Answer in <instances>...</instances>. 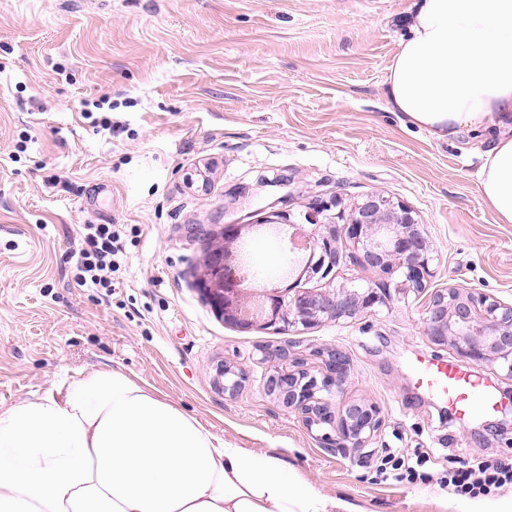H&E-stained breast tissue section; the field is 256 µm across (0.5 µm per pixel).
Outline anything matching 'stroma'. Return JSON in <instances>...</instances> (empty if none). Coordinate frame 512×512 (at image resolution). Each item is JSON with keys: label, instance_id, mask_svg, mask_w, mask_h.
<instances>
[{"label": "stroma", "instance_id": "stroma-1", "mask_svg": "<svg viewBox=\"0 0 512 512\" xmlns=\"http://www.w3.org/2000/svg\"><path fill=\"white\" fill-rule=\"evenodd\" d=\"M411 0H0V404L75 373L119 367L196 416L224 441L286 460L302 479L365 512H455L437 484L375 480L388 448L512 461V377L435 343L424 299L390 291L352 318L284 333L240 329L203 290L208 256L231 251L265 287L318 293L375 275L339 243L332 277H285L284 243L258 234L272 203L303 221L319 198L350 205L373 192L417 212L432 243L430 289L453 284L512 302V224L480 195L465 132L433 140L391 111L384 81ZM109 100L123 132L83 113ZM285 174V187L260 176ZM82 224L139 235L111 301L73 281ZM346 354L351 373L329 400L375 403L370 456L324 447L298 411L264 389V350ZM453 360L492 385L495 412L460 418L411 380L413 362ZM246 370L218 391V364Z\"/></svg>", "mask_w": 512, "mask_h": 512}]
</instances>
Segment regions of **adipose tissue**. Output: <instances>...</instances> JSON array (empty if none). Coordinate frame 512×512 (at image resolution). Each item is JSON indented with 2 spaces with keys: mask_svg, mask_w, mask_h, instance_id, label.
<instances>
[{
  "mask_svg": "<svg viewBox=\"0 0 512 512\" xmlns=\"http://www.w3.org/2000/svg\"><path fill=\"white\" fill-rule=\"evenodd\" d=\"M384 85L435 140L491 138L479 191L512 224V0H413ZM0 512L363 510L104 365L0 407Z\"/></svg>",
  "mask_w": 512,
  "mask_h": 512,
  "instance_id": "obj_1",
  "label": "adipose tissue"
}]
</instances>
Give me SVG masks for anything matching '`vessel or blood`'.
I'll return each instance as SVG.
<instances>
[{"mask_svg":"<svg viewBox=\"0 0 512 512\" xmlns=\"http://www.w3.org/2000/svg\"><path fill=\"white\" fill-rule=\"evenodd\" d=\"M412 377L418 388L444 400L464 417L494 411L499 404L483 379L442 358L418 362L412 368Z\"/></svg>","mask_w":512,"mask_h":512,"instance_id":"1","label":"vessel or blood"}]
</instances>
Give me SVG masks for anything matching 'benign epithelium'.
Instances as JSON below:
<instances>
[{"mask_svg":"<svg viewBox=\"0 0 512 512\" xmlns=\"http://www.w3.org/2000/svg\"><path fill=\"white\" fill-rule=\"evenodd\" d=\"M338 212H333V209ZM306 224L298 225L309 242L302 274L325 279L339 261L337 242L341 237L362 244L356 258L359 265L390 279L397 277L402 294L418 298L428 290L432 276L429 265L432 245L420 228V221L408 205L380 193L366 195L349 211L340 209V200H317L304 214ZM227 251L215 248L210 252L209 279L200 282L215 312L224 322L242 329L265 320V326L279 331L308 329L323 320L353 317L383 303L373 285L321 293L296 292L288 297L267 295L257 316H242L235 302L239 283L228 274ZM423 322L427 334L436 342L447 343L457 353L475 363L501 362L512 376V304L491 298L474 288L450 286L435 290L428 296ZM278 356L290 357L286 348ZM325 373L317 378L308 373L305 358H292L293 371L274 370L265 380V391L286 408L298 410L308 428L328 426L321 435L325 447L342 451L352 447L363 449L383 425L380 408L365 401H352L334 410L321 391L341 389L350 374V363L337 348L318 352ZM233 374L232 382H222L219 389L233 394L248 379L243 371L227 365L217 368L220 378Z\"/></svg>","mask_w":512,"mask_h":512,"instance_id":"obj_1","label":"benign epithelium"}]
</instances>
